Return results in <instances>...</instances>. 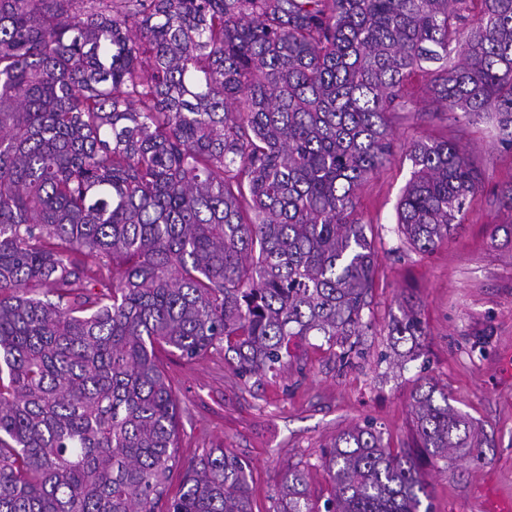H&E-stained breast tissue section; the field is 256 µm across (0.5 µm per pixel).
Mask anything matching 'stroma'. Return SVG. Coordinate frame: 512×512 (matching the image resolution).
I'll return each mask as SVG.
<instances>
[{
    "instance_id": "1",
    "label": "stroma",
    "mask_w": 512,
    "mask_h": 512,
    "mask_svg": "<svg viewBox=\"0 0 512 512\" xmlns=\"http://www.w3.org/2000/svg\"><path fill=\"white\" fill-rule=\"evenodd\" d=\"M428 76L404 85L405 106L391 118L389 162L356 192V209L374 241L376 274L358 353L342 360L323 337L294 340L291 363L276 376L241 381L215 351L194 361L160 352L179 406L182 462L221 447L250 466L253 512H269L285 466L307 470L313 499L330 485L320 457L336 436L372 421L396 452L416 453L411 415L422 379L447 387L451 405L491 441L478 463L421 459L432 512H481L512 498V249L492 237L512 212L496 201L512 183V147L495 122L455 121L426 92ZM458 139L482 174L462 228L433 251H416L401 236L396 207L411 178L409 150L421 139ZM417 304L425 329L417 348L394 344L391 322L406 299Z\"/></svg>"
}]
</instances>
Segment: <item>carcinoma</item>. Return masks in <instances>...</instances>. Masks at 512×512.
I'll return each instance as SVG.
<instances>
[{"mask_svg":"<svg viewBox=\"0 0 512 512\" xmlns=\"http://www.w3.org/2000/svg\"><path fill=\"white\" fill-rule=\"evenodd\" d=\"M429 94L495 113L512 146V0H0V512H252L250 466L180 465L156 346L232 354L244 381L321 336L356 352L375 251L355 192L389 162L387 115ZM397 206L427 252L480 183L464 147L420 140ZM407 305L391 334L416 342ZM418 447L484 458L486 437L430 381ZM298 465L273 512H421L415 460L367 421Z\"/></svg>","mask_w":512,"mask_h":512,"instance_id":"obj_1","label":"carcinoma"}]
</instances>
